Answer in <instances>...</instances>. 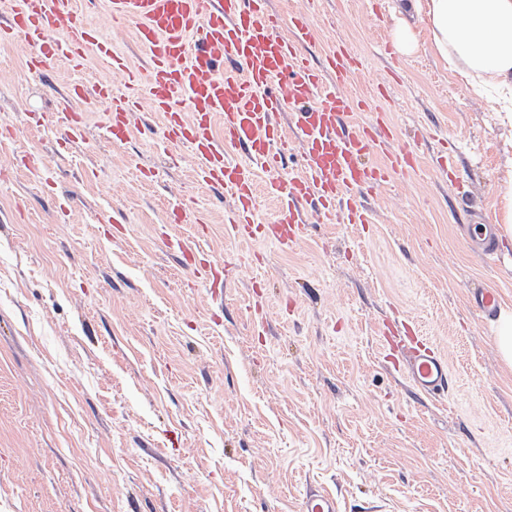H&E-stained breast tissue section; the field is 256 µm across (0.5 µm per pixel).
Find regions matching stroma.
<instances>
[{"label":"stroma","instance_id":"obj_1","mask_svg":"<svg viewBox=\"0 0 512 512\" xmlns=\"http://www.w3.org/2000/svg\"><path fill=\"white\" fill-rule=\"evenodd\" d=\"M312 19L311 56L349 43L352 92L420 164L369 195L373 223L318 217L288 249L229 236L225 200L193 182L190 155L175 166L151 141L112 143L102 109L57 153L60 92L111 70L60 66L48 85L0 46V124L16 132L4 149L51 162L0 181L13 217L0 223V512H299L310 485L339 512H512V365L467 305L484 284L512 309V268L471 251L431 162L447 140L494 223L512 126L392 0H316ZM401 29L411 52L395 46ZM170 191L206 217L201 252L235 265L222 304L162 249L197 231L168 223ZM386 317L412 319L446 357V399L417 394L385 358Z\"/></svg>","mask_w":512,"mask_h":512}]
</instances>
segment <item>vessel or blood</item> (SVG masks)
Instances as JSON below:
<instances>
[{
	"label": "vessel or blood",
	"instance_id": "obj_1",
	"mask_svg": "<svg viewBox=\"0 0 512 512\" xmlns=\"http://www.w3.org/2000/svg\"><path fill=\"white\" fill-rule=\"evenodd\" d=\"M113 24L132 25L139 46L149 54V71L116 53L111 41L89 25L75 0H13L0 16V43L23 40L26 68L41 77L55 63L82 69L88 56L106 60L121 88L101 82L69 84L52 119L71 141L84 132L86 110L106 102L105 136L125 142L136 133L158 132L164 145L188 148L194 182L228 197L224 222L237 238H262L294 246L307 224L322 215L344 223L369 221L366 195L391 174L415 168V149L401 145L396 128L384 118L354 122L365 99L345 90L361 62L337 42L322 63L305 53L315 31L304 10L283 16L270 0H105ZM63 37H53L56 26ZM149 107L162 117L159 127L139 122ZM270 179L259 186V172ZM277 203L268 224L255 220L258 193ZM472 251L499 262L495 225L468 211ZM167 252L209 286L212 301L223 298L228 269L201 259L193 244L169 236ZM471 307L494 317L502 304L498 290L473 288ZM387 348L393 367L419 394L441 398L448 392V362L428 337L404 331ZM301 512H337L336 499L322 488L306 490Z\"/></svg>",
	"mask_w": 512,
	"mask_h": 512
}]
</instances>
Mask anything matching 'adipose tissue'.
Wrapping results in <instances>:
<instances>
[{"instance_id":"adipose-tissue-1","label":"adipose tissue","mask_w":512,"mask_h":512,"mask_svg":"<svg viewBox=\"0 0 512 512\" xmlns=\"http://www.w3.org/2000/svg\"><path fill=\"white\" fill-rule=\"evenodd\" d=\"M440 58L512 124V0H410Z\"/></svg>"}]
</instances>
